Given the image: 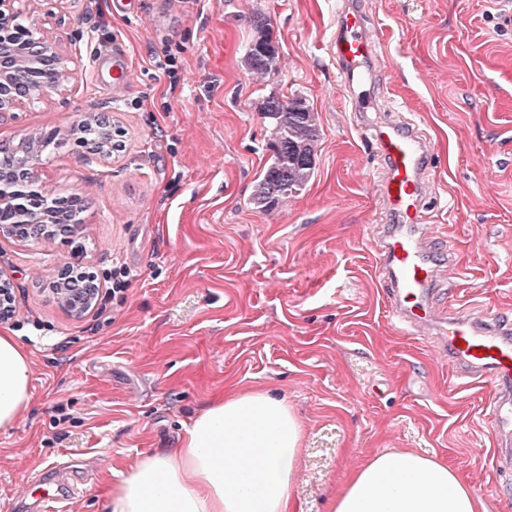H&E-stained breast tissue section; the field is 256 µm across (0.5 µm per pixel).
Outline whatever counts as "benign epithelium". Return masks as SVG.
I'll return each mask as SVG.
<instances>
[{"instance_id": "1", "label": "benign epithelium", "mask_w": 512, "mask_h": 512, "mask_svg": "<svg viewBox=\"0 0 512 512\" xmlns=\"http://www.w3.org/2000/svg\"><path fill=\"white\" fill-rule=\"evenodd\" d=\"M17 0H0V113L12 112L33 99L49 100L66 90L63 56L59 42L41 32L32 21L25 22ZM106 132V139L95 141L81 135V128L59 132L61 137L93 154L112 155V142L122 130L112 126L103 113L93 115ZM45 134L23 137L12 150L10 166L0 164V239L26 241L48 232L70 235L80 220L55 208L54 199L43 187L38 167L43 156ZM71 267H59L50 287L58 300L79 315L96 299L101 282L90 273L80 284L72 283ZM15 314L11 278L0 271V322Z\"/></svg>"}]
</instances>
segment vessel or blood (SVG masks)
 Wrapping results in <instances>:
<instances>
[{
    "label": "vessel or blood",
    "mask_w": 512,
    "mask_h": 512,
    "mask_svg": "<svg viewBox=\"0 0 512 512\" xmlns=\"http://www.w3.org/2000/svg\"><path fill=\"white\" fill-rule=\"evenodd\" d=\"M380 41L361 6L339 12L331 50L342 70V92L352 111L367 119L369 140L383 162L386 221L377 227L375 261L389 316L415 334L434 328V344L461 385L492 386L491 423L512 425V322L498 314L479 317L463 307L443 310L431 301L433 289L458 267L454 252L421 223L432 196L427 176L432 148L402 112L380 106L381 87L373 79L384 68Z\"/></svg>",
    "instance_id": "b4317fda"
}]
</instances>
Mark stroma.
<instances>
[{
	"label": "stroma",
	"instance_id": "1",
	"mask_svg": "<svg viewBox=\"0 0 512 512\" xmlns=\"http://www.w3.org/2000/svg\"><path fill=\"white\" fill-rule=\"evenodd\" d=\"M383 34L385 93L433 145L425 221L463 269L437 304L512 316V25L503 0H363ZM343 0H23L73 71L63 94L0 116V147L103 112L125 132L102 158L67 141L45 156L46 189L79 197L83 224L44 244L0 241L32 399L0 432V512H40L42 478L66 512H102L140 457L231 389L286 399L303 429L291 489L327 503L377 453L409 449L460 471L484 512H512V427L489 423L491 386L462 387L430 336L390 321L371 227L370 153L329 42ZM272 20L280 69L243 66L250 20ZM175 58L173 72L158 66ZM126 77L114 82L116 68ZM306 98L316 173L276 209L251 197L271 155L258 105ZM103 282L81 315L48 281L62 265ZM126 288L113 293L115 273Z\"/></svg>",
	"mask_w": 512,
	"mask_h": 512
}]
</instances>
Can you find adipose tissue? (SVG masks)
<instances>
[{
    "mask_svg": "<svg viewBox=\"0 0 512 512\" xmlns=\"http://www.w3.org/2000/svg\"><path fill=\"white\" fill-rule=\"evenodd\" d=\"M32 367L0 333V430L31 400ZM302 429L270 392H229L212 401L175 447L144 454L112 485L103 512H298L291 487ZM480 500L454 468L415 452H383L356 470L328 512H478Z\"/></svg>",
    "mask_w": 512,
    "mask_h": 512,
    "instance_id": "obj_1",
    "label": "adipose tissue"
}]
</instances>
